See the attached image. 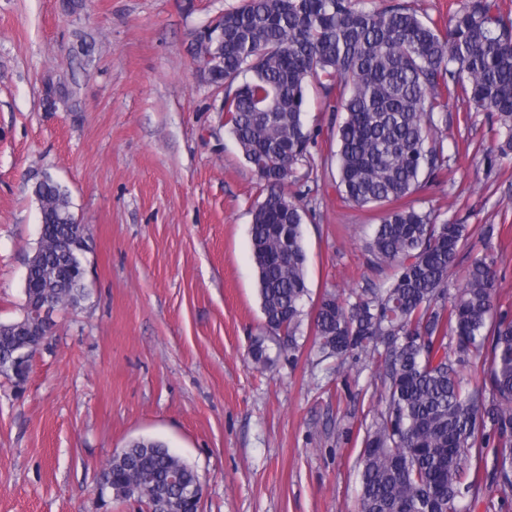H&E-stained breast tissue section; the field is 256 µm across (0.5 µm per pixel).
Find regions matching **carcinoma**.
I'll return each mask as SVG.
<instances>
[{"label":"carcinoma","instance_id":"obj_1","mask_svg":"<svg viewBox=\"0 0 512 512\" xmlns=\"http://www.w3.org/2000/svg\"><path fill=\"white\" fill-rule=\"evenodd\" d=\"M224 45L210 84L252 73L224 96L225 126L267 188L253 211L250 241L259 272L264 328L279 349L295 347L305 278L300 207L285 187L307 158L314 135L304 120L305 89L316 82L336 128L338 190L357 205L386 207L366 242L370 263L394 274L383 288L323 296L314 316L320 349L360 350L383 359L386 407L366 429L360 455L361 512H459L458 500L484 483L512 492V316L497 311L494 259L484 255L448 296V273L467 245L465 224H433L396 205L417 191L422 173L448 167L436 111L453 100L467 112H494L498 154L512 153V16L499 0H470L442 31L399 4L367 9L360 0H245L224 13ZM34 194L44 230L33 255L28 294L58 309L78 306L87 282L64 258L83 225L68 191L41 180ZM31 311L0 322V375L19 370L5 352H35ZM455 345L448 346V332ZM483 359L472 389L459 369ZM496 448L492 464L483 449ZM196 472L167 448L131 444L108 461L102 480L118 499L137 496L153 512H198L199 500L167 486Z\"/></svg>","mask_w":512,"mask_h":512}]
</instances>
